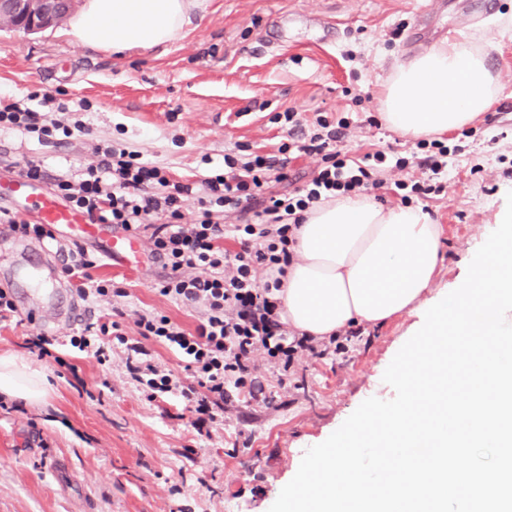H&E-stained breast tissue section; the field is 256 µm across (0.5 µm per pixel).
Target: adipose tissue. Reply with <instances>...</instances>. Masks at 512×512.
Masks as SVG:
<instances>
[{"label": "adipose tissue", "mask_w": 512, "mask_h": 512, "mask_svg": "<svg viewBox=\"0 0 512 512\" xmlns=\"http://www.w3.org/2000/svg\"><path fill=\"white\" fill-rule=\"evenodd\" d=\"M198 0H85L69 34L106 52L151 50L179 38ZM497 94L488 54L469 40L442 42L396 64L380 117L412 137L458 131ZM294 232L295 256L283 279L280 319L326 340L413 312L442 262V229L421 209L339 195L308 209ZM0 392L29 404L48 394L42 374L14 354L0 356Z\"/></svg>", "instance_id": "adipose-tissue-1"}]
</instances>
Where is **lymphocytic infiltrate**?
<instances>
[{
    "instance_id": "f902f5d3",
    "label": "lymphocytic infiltrate",
    "mask_w": 512,
    "mask_h": 512,
    "mask_svg": "<svg viewBox=\"0 0 512 512\" xmlns=\"http://www.w3.org/2000/svg\"><path fill=\"white\" fill-rule=\"evenodd\" d=\"M288 142L277 154L253 155L247 161L225 156L223 170L201 182L171 180L164 167L140 153L100 146L97 161L75 180L54 181L58 195L85 213L91 221L148 234L151 253L162 259L166 275L157 290L183 306L202 310L194 329L168 316L138 312L136 338H129L120 320L126 315V288L94 279L97 259L84 249L69 255L65 270L81 281L82 296L112 298V317L85 326L71 337L72 348L92 354L98 363L121 353L130 380L148 400L176 397L191 414L190 424L203 430L224 419L228 407L261 404L277 407L288 388V373L301 356L325 355L322 342L289 333L279 319L281 277L292 257L294 229L303 213L331 195L380 187L369 168L342 158L337 150L348 124L317 116L313 133H306L296 112H283ZM16 130L49 141L70 136L69 127L51 121L18 103L0 104V130ZM319 155L322 166L295 196L269 192L271 182L286 180V169L303 155ZM427 177L410 191L420 197L440 194L448 186V149L420 161ZM196 199V223L183 221L182 209ZM236 211L239 223L222 224L214 216ZM160 223H153V216ZM265 281L256 278L257 269ZM174 351L184 364L180 378L158 362L154 345ZM276 384H269L268 373Z\"/></svg>"
}]
</instances>
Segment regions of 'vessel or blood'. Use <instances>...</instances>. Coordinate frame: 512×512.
Masks as SVG:
<instances>
[{"mask_svg":"<svg viewBox=\"0 0 512 512\" xmlns=\"http://www.w3.org/2000/svg\"><path fill=\"white\" fill-rule=\"evenodd\" d=\"M9 191L12 199L26 204L25 209L17 211V218L23 220L34 217L36 223L56 233L59 241L100 240L104 245V258L119 261L121 267L128 272L136 271L147 257L137 235L109 224L91 223L86 215L57 194L40 190L25 176H16ZM22 246L34 256L28 270L22 272V280L29 287L46 288L51 296H58L62 291V283L56 277L55 267L46 261L50 253L48 246L44 242L32 240L23 241Z\"/></svg>","mask_w":512,"mask_h":512,"instance_id":"vessel-or-blood-1","label":"vessel or blood"}]
</instances>
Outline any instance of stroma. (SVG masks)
Instances as JSON below:
<instances>
[{
    "mask_svg": "<svg viewBox=\"0 0 512 512\" xmlns=\"http://www.w3.org/2000/svg\"><path fill=\"white\" fill-rule=\"evenodd\" d=\"M68 22L36 34L0 28V96L73 127L65 143L0 132V187L28 161L51 176L77 177L110 144L140 152L176 181H200L225 154L247 159L286 142L274 113L346 119L342 147L361 158L393 149L416 159V138L379 118L392 68L463 34L488 53L499 89L487 112L442 135L445 194L413 198L442 227L435 291L465 279L494 215L512 190V0H201L183 36L164 48L112 56L70 37ZM62 95L56 112L43 95ZM82 129H75V122ZM95 278L130 288L132 309L168 315L191 329L201 314L160 296L166 271L151 262L130 274L107 265ZM87 315L55 321L40 292L16 321L0 325V355L42 372L48 398L0 409V512H269L304 452L326 440L366 399H392L383 374L414 334L405 314L365 328L345 352L301 361L276 409L232 408L211 437L198 435L177 398L150 401L124 362L99 364L66 339L110 311L85 300ZM56 339L53 356L30 340ZM74 364L77 375L60 368Z\"/></svg>",
    "mask_w": 512,
    "mask_h": 512,
    "instance_id": "35a3bbf8",
    "label": "stroma"
}]
</instances>
